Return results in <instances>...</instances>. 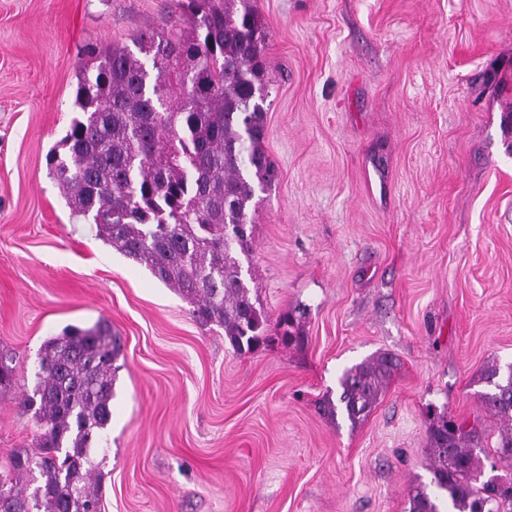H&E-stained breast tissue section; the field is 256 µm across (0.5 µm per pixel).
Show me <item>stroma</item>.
Masks as SVG:
<instances>
[{"instance_id":"obj_1","label":"stroma","mask_w":512,"mask_h":512,"mask_svg":"<svg viewBox=\"0 0 512 512\" xmlns=\"http://www.w3.org/2000/svg\"><path fill=\"white\" fill-rule=\"evenodd\" d=\"M173 0H0V467L32 447L41 345L121 339L102 512H408L426 413L480 417L512 363V0H254L278 177L252 216L253 297L306 305L303 347L236 353L71 214L49 159L90 46H133ZM399 368L359 426L318 409L352 365Z\"/></svg>"}]
</instances>
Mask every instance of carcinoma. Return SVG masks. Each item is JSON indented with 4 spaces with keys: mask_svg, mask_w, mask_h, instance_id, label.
Instances as JSON below:
<instances>
[{
    "mask_svg": "<svg viewBox=\"0 0 512 512\" xmlns=\"http://www.w3.org/2000/svg\"><path fill=\"white\" fill-rule=\"evenodd\" d=\"M183 24L141 34L127 47L88 51L78 75L64 153L49 175L75 217L96 236L174 288L194 319L224 329L232 349L305 342L295 308L271 323L253 297L247 226L255 186L277 178L264 149L267 31L251 0H175ZM119 338L105 321L70 327L41 346L36 381L22 396L39 433L0 470V512H100L93 455L112 418ZM15 356L0 351V388ZM398 363L389 353L344 371L333 418L363 422ZM483 409L502 421L494 446L512 459V386L498 366L482 377ZM429 482L408 492L409 512H512V483L484 478L488 436L431 407Z\"/></svg>",
    "mask_w": 512,
    "mask_h": 512,
    "instance_id": "cac0c4a2",
    "label": "carcinoma"
}]
</instances>
